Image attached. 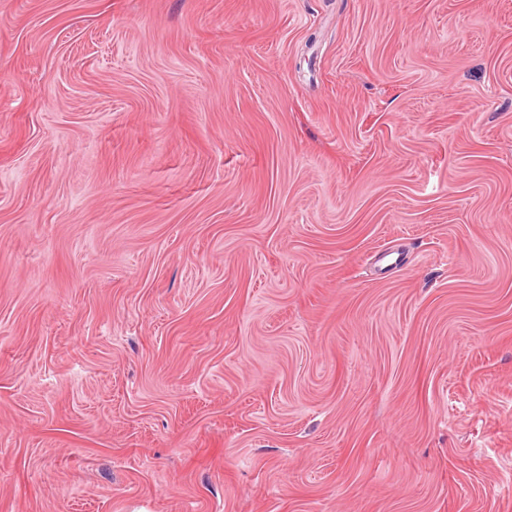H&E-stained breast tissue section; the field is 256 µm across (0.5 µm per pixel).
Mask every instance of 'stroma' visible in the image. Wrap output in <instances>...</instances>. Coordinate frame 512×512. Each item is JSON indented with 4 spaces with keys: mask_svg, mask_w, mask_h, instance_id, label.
Masks as SVG:
<instances>
[{
    "mask_svg": "<svg viewBox=\"0 0 512 512\" xmlns=\"http://www.w3.org/2000/svg\"><path fill=\"white\" fill-rule=\"evenodd\" d=\"M0 512H512V0H0Z\"/></svg>",
    "mask_w": 512,
    "mask_h": 512,
    "instance_id": "stroma-1",
    "label": "stroma"
}]
</instances>
